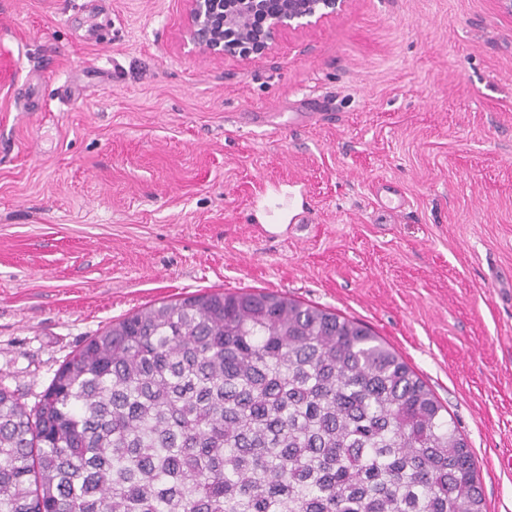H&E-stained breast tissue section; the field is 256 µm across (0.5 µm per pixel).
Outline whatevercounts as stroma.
<instances>
[{"label": "stroma", "instance_id": "stroma-1", "mask_svg": "<svg viewBox=\"0 0 512 512\" xmlns=\"http://www.w3.org/2000/svg\"><path fill=\"white\" fill-rule=\"evenodd\" d=\"M184 23V0H0V386L35 405L138 309L272 291L366 323L512 512V12L348 0L248 60ZM285 199L308 220L269 234Z\"/></svg>", "mask_w": 512, "mask_h": 512}]
</instances>
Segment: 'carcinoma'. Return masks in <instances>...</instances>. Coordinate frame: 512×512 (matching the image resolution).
I'll return each instance as SVG.
<instances>
[{"label":"carcinoma","instance_id":"obj_1","mask_svg":"<svg viewBox=\"0 0 512 512\" xmlns=\"http://www.w3.org/2000/svg\"><path fill=\"white\" fill-rule=\"evenodd\" d=\"M445 413L361 321L192 294L90 338L31 408L0 387V512H486Z\"/></svg>","mask_w":512,"mask_h":512}]
</instances>
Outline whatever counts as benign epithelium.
Wrapping results in <instances>:
<instances>
[{
  "instance_id": "benign-epithelium-1",
  "label": "benign epithelium",
  "mask_w": 512,
  "mask_h": 512,
  "mask_svg": "<svg viewBox=\"0 0 512 512\" xmlns=\"http://www.w3.org/2000/svg\"><path fill=\"white\" fill-rule=\"evenodd\" d=\"M348 0H185V44L209 57L271 52L286 30H303L343 10Z\"/></svg>"
}]
</instances>
